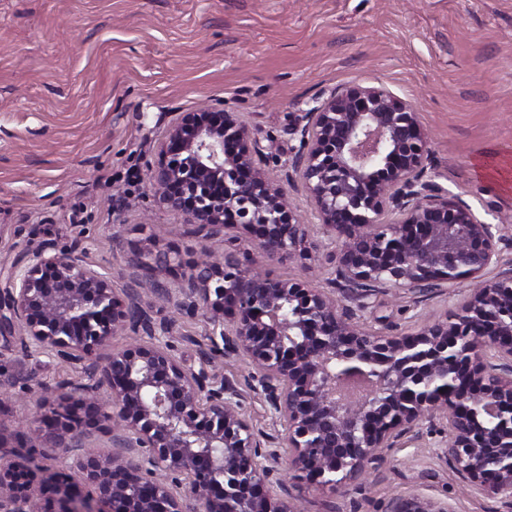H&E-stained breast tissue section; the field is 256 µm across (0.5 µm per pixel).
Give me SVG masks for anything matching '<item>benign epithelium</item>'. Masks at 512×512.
Here are the masks:
<instances>
[{
	"instance_id": "obj_1",
	"label": "benign epithelium",
	"mask_w": 512,
	"mask_h": 512,
	"mask_svg": "<svg viewBox=\"0 0 512 512\" xmlns=\"http://www.w3.org/2000/svg\"><path fill=\"white\" fill-rule=\"evenodd\" d=\"M291 131L298 145L277 174L240 115L214 104L177 113L157 140L149 191L219 254L203 273L170 246L126 250L117 235L122 288L52 247L0 272V334L81 369L42 388L36 426L14 445L0 437V512H296L277 500L289 494L281 449L288 472L337 491L425 422L448 429L434 454L465 488L512 504V263L499 225L436 181L417 108L384 86L325 91ZM296 180L320 240L290 202ZM229 239L270 263L319 261L333 289L246 266L224 251ZM465 281L478 287L414 332L363 322L380 292ZM146 289L208 319L198 368L174 354ZM124 332V349L92 360ZM226 355L249 364L273 432L253 426L216 370ZM91 426L109 447L89 446ZM38 448L57 450L54 466ZM393 512L454 510L413 496Z\"/></svg>"
}]
</instances>
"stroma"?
Returning a JSON list of instances; mask_svg holds the SVG:
<instances>
[{
    "label": "stroma",
    "instance_id": "35a3bbf8",
    "mask_svg": "<svg viewBox=\"0 0 512 512\" xmlns=\"http://www.w3.org/2000/svg\"><path fill=\"white\" fill-rule=\"evenodd\" d=\"M385 86L419 109L438 181L501 226L512 242V0H0V267L28 249L72 250L122 287L126 248L149 234L184 255L203 239L147 187L154 145L175 113L201 102L240 113L279 170L296 141L292 115L323 91ZM177 354L198 366L210 325L145 295ZM446 296L379 293L377 331H414ZM0 337V432L36 413L43 385L75 381L73 366L24 357ZM255 428L264 401L236 356L222 359ZM439 428L385 451L371 477L340 492L299 481L298 512H390L411 496L455 512H512L461 489L433 453Z\"/></svg>",
    "mask_w": 512,
    "mask_h": 512
}]
</instances>
